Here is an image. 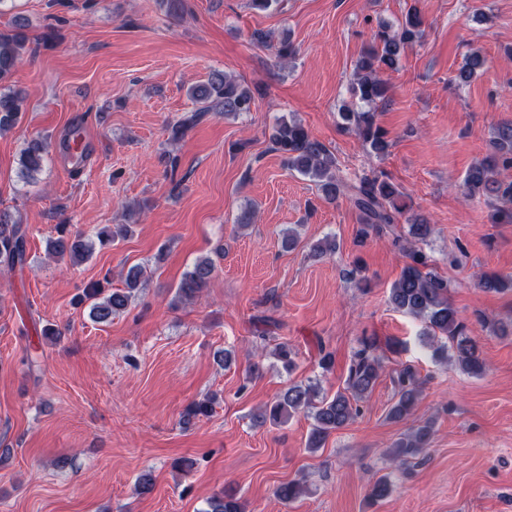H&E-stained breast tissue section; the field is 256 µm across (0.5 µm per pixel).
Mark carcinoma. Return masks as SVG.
I'll return each mask as SVG.
<instances>
[{
	"instance_id": "carcinoma-1",
	"label": "carcinoma",
	"mask_w": 512,
	"mask_h": 512,
	"mask_svg": "<svg viewBox=\"0 0 512 512\" xmlns=\"http://www.w3.org/2000/svg\"><path fill=\"white\" fill-rule=\"evenodd\" d=\"M424 22L417 6L413 5L398 27L388 23L379 25L372 44L362 53L355 65L352 95L364 104L361 110L343 108L339 112L341 127L352 131L371 153L383 156L388 152L386 131L378 123L377 104L387 101L388 80L384 74L397 68L405 51L421 42ZM28 39L21 33L0 31V132L13 128L23 109V97L8 84L12 71L23 58L32 53ZM483 66V58L476 54L467 56L455 76L459 84H466ZM189 96L200 104L198 110L168 125L170 140H181L187 130L200 118L202 112H249L255 101L254 93L236 79L225 74L212 75L207 82L189 88ZM271 142L288 165L313 181L324 197L334 201L347 199L359 212L360 223L378 234L392 233L395 240H404L401 249L408 257L401 275L390 289V302L400 310L422 321L425 325L422 341L437 360L451 361L467 374L479 377L486 372L479 342L469 336L451 300L448 279L431 267L430 257L422 250L432 227L424 218L416 217L409 225L407 237L395 234V224L409 210L406 196L382 174H363L345 181L336 176V158L308 129L296 120H282L274 128ZM494 152L472 164L462 179L464 196L469 201L498 202L493 219L497 223H512V180L501 178V173L512 170V124L503 123L496 128ZM48 156L47 143L40 137L31 139L20 155V173L27 184H34ZM132 229L128 224L106 225L96 237L103 245H112L126 238ZM48 251L59 259H69L74 264L87 260L93 253L92 238L82 232H61L49 242ZM26 263L25 231L22 225L0 214V267L10 270ZM216 270L212 258H198L187 270L179 284L177 296L191 300L207 287ZM142 269H129L125 287L101 296L94 288L85 295L89 301L91 317L99 322L109 321L124 310L138 288ZM477 286L485 291L502 293L512 291V275H483ZM382 365L366 345L353 357L346 381V391L332 397L319 393L310 383L291 385L261 408L256 419L278 424L294 414L304 412L313 419V427L306 448L315 452L336 430L353 421L360 409L358 402L373 391L380 377ZM397 400L388 412L394 420L406 419L414 409L420 389L414 372L407 367L398 374ZM210 399L189 404L182 413L184 423L212 412ZM432 426L429 424L411 429L394 444V459L404 464L420 456L430 445ZM303 493L297 481L276 487L274 495L283 502H292ZM205 512H246V505L231 491L213 496Z\"/></svg>"
}]
</instances>
